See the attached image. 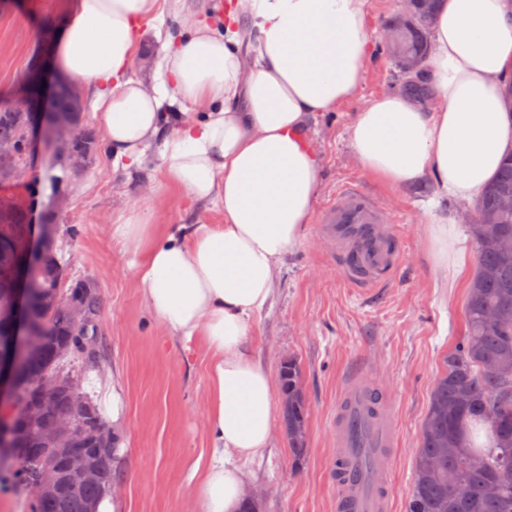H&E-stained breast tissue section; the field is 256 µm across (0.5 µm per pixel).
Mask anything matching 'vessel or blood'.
<instances>
[{
	"instance_id": "1",
	"label": "vessel or blood",
	"mask_w": 512,
	"mask_h": 512,
	"mask_svg": "<svg viewBox=\"0 0 512 512\" xmlns=\"http://www.w3.org/2000/svg\"><path fill=\"white\" fill-rule=\"evenodd\" d=\"M318 239L340 278L352 288L376 292L398 273L402 238L381 200L356 180L342 185L317 215ZM385 395L354 374L347 378L336 411V512H388V489H369L377 448L395 438L386 421Z\"/></svg>"
}]
</instances>
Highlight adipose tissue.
<instances>
[{"mask_svg": "<svg viewBox=\"0 0 512 512\" xmlns=\"http://www.w3.org/2000/svg\"><path fill=\"white\" fill-rule=\"evenodd\" d=\"M369 11L370 0H227L219 26L208 0H66L54 63L92 95L113 164L140 166L156 150L168 186L223 214L158 235L134 204L113 231L144 247L134 279L165 333L208 356L199 512H242L244 466L272 445L276 388L249 329L312 217L321 160L305 122L358 94ZM167 14L189 20L187 32L166 34L153 81L132 77L145 25ZM511 78L512 0H444L411 77L423 95H380L350 124L365 171L396 190L429 188L441 272L464 264L443 203L479 199L512 152Z\"/></svg>", "mask_w": 512, "mask_h": 512, "instance_id": "obj_1", "label": "adipose tissue"}]
</instances>
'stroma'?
Wrapping results in <instances>:
<instances>
[{
    "instance_id": "obj_1",
    "label": "stroma",
    "mask_w": 512,
    "mask_h": 512,
    "mask_svg": "<svg viewBox=\"0 0 512 512\" xmlns=\"http://www.w3.org/2000/svg\"><path fill=\"white\" fill-rule=\"evenodd\" d=\"M65 0H0V100L10 101L26 76V63L40 43L45 20H60ZM403 11L402 0H371L369 29L373 50L356 97L331 112L310 117L307 136L321 159L317 202L339 186L360 179L389 211L409 214L404 227L397 278L368 296L340 281L307 224L301 246L281 266L271 303L250 326L256 356L272 375L296 360L308 408V445L293 459L284 429L272 448L248 463L256 512H334L336 486L328 472L336 457L333 426L336 402L348 373L377 381L388 394L397 428V446L386 458L390 512H406L414 461L429 396L442 359L465 331L467 291L476 271V249L463 219L468 203L449 201L448 216L465 250L456 278L435 270L425 228L429 217L421 193L390 188L365 172L354 154L348 125L368 101L400 90L403 74L384 39L385 23ZM166 16L146 27L147 48L137 54L132 76H152L160 57L157 32L180 29ZM68 198L58 215L56 250L66 267L63 281L89 279L102 307L100 329L103 372L84 388L104 416L112 410L105 394L122 400L124 447L118 459L113 496L118 512H197L192 467L207 452L203 418L207 405L206 357L184 349L166 335L137 288L133 249L112 238L118 215L133 203H148L157 226L215 224L220 210L197 204L154 177L152 163L116 168L107 150L71 173L60 188ZM50 193L44 179V154L36 152L24 180L0 182V201H23L30 221L45 222Z\"/></svg>"
}]
</instances>
